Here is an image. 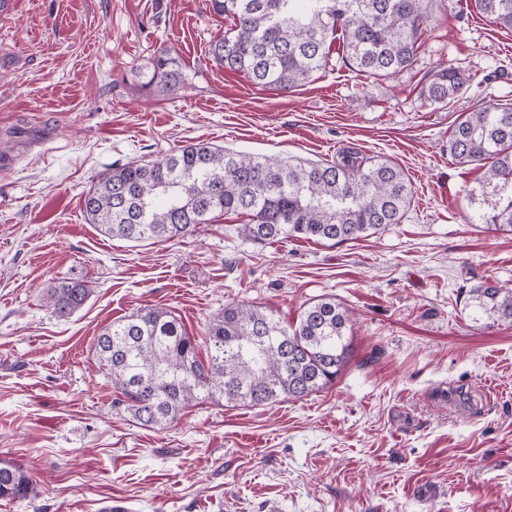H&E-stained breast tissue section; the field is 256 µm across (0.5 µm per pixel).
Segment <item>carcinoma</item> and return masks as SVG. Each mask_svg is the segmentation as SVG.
I'll return each instance as SVG.
<instances>
[{"label":"carcinoma","mask_w":512,"mask_h":512,"mask_svg":"<svg viewBox=\"0 0 512 512\" xmlns=\"http://www.w3.org/2000/svg\"><path fill=\"white\" fill-rule=\"evenodd\" d=\"M434 0H210L234 27L212 47L214 60L276 90L300 86L327 63V42L342 38L345 59L368 76L408 68ZM480 11L512 29V0H477ZM182 80L175 57L152 62L146 85ZM466 83L452 65L438 70L420 96L435 105ZM450 153L488 165L482 196L486 224L512 232V109L484 107L455 123ZM403 170L346 149L317 162L244 155L196 142L154 162L112 169L89 189L84 212L108 237L162 243L192 235L215 212L251 217L242 225L255 243L291 237L335 244L398 224L411 204ZM89 297L80 281L47 290L46 304L68 318ZM473 320L512 322V289L486 281L472 289ZM348 313L331 298L302 307L293 325L252 303H233L209 323L200 344L170 312L143 308L106 327L94 349L100 366L135 420L164 427L205 399L264 406L303 399L329 388L351 356ZM206 355H201V351ZM34 493L20 466L0 459V499L23 502Z\"/></svg>","instance_id":"obj_1"}]
</instances>
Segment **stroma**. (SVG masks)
Instances as JSON below:
<instances>
[{
	"label": "stroma",
	"instance_id": "1",
	"mask_svg": "<svg viewBox=\"0 0 512 512\" xmlns=\"http://www.w3.org/2000/svg\"><path fill=\"white\" fill-rule=\"evenodd\" d=\"M230 25L208 0H0V459L34 486L0 512H512V323L471 315L481 282L512 288V232L472 223L485 169L448 148L461 113L512 108V30L474 0H434L408 69L363 75L336 42L284 92L213 60ZM165 50L183 80L147 86ZM451 63L469 81L424 103ZM198 141L329 162L353 147L401 167L411 205L336 245L257 244L233 214L155 244L86 222L83 198L113 167ZM62 280L90 291L66 319L44 300ZM323 296L349 311L352 354L302 399H207L147 427L94 351L143 307L201 339L225 305L290 321Z\"/></svg>",
	"mask_w": 512,
	"mask_h": 512
}]
</instances>
